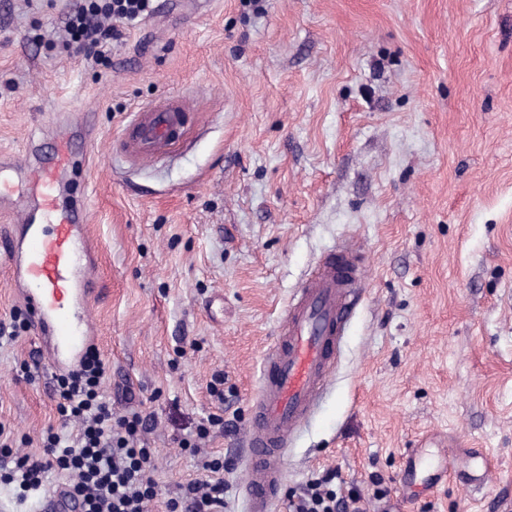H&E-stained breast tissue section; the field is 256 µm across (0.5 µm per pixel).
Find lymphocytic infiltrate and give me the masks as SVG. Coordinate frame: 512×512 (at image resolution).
<instances>
[{"mask_svg": "<svg viewBox=\"0 0 512 512\" xmlns=\"http://www.w3.org/2000/svg\"><path fill=\"white\" fill-rule=\"evenodd\" d=\"M154 11V0H75L66 31L76 50L98 64L112 42L123 38V26ZM106 375L107 364L92 347L77 370L56 376L58 414L64 423H75L77 432L66 438L47 429L42 455H15L12 438L0 427V455L14 463L0 474L1 482L15 484L24 498L42 491L50 472L65 471L73 477L70 493L82 512H144L160 494L155 451L139 445L149 419L138 411L113 417L102 394ZM203 468L207 479L188 483L180 496L168 498L166 512H224L225 462L214 458ZM339 477V471L330 470L309 480L300 495L289 496L288 512H365L359 492L344 497L333 488Z\"/></svg>", "mask_w": 512, "mask_h": 512, "instance_id": "1", "label": "lymphocytic infiltrate"}]
</instances>
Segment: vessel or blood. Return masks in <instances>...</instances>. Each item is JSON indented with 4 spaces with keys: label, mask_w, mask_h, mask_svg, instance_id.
Returning <instances> with one entry per match:
<instances>
[{
    "label": "vessel or blood",
    "mask_w": 512,
    "mask_h": 512,
    "mask_svg": "<svg viewBox=\"0 0 512 512\" xmlns=\"http://www.w3.org/2000/svg\"><path fill=\"white\" fill-rule=\"evenodd\" d=\"M174 101L153 105L134 120L124 148L146 160L165 150L182 125ZM77 160L59 151L50 165L0 158V206L16 207L18 222L0 262L32 317L41 357L50 370L70 372L95 340L92 303L98 290L96 248L83 210L60 208L57 199ZM365 283L364 266L348 246L323 258L288 301L275 343L267 352L246 429L247 512H273L283 484L280 458L313 415L339 357L353 305ZM444 462L407 449L398 481L415 499L448 478Z\"/></svg>",
    "instance_id": "obj_1"
}]
</instances>
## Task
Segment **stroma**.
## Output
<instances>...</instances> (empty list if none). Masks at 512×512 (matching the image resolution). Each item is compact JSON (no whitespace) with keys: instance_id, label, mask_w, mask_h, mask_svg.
Wrapping results in <instances>:
<instances>
[{"instance_id":"stroma-1","label":"stroma","mask_w":512,"mask_h":512,"mask_svg":"<svg viewBox=\"0 0 512 512\" xmlns=\"http://www.w3.org/2000/svg\"><path fill=\"white\" fill-rule=\"evenodd\" d=\"M72 0H0V154L88 113L66 202L98 244L96 347L114 415H153L162 489L146 512L224 473L245 512L236 439L290 297L351 245L367 270L323 399L281 460L286 493L327 469L366 512H502L512 503V0H158L107 63L66 44ZM179 99V138L148 161L118 144L135 113ZM28 331L0 339V425L42 452L59 425ZM223 376L224 397L209 392ZM211 414L198 449L182 447ZM60 426V425H59ZM433 434L493 468L402 505L405 448ZM390 490L372 496L371 474Z\"/></svg>"}]
</instances>
